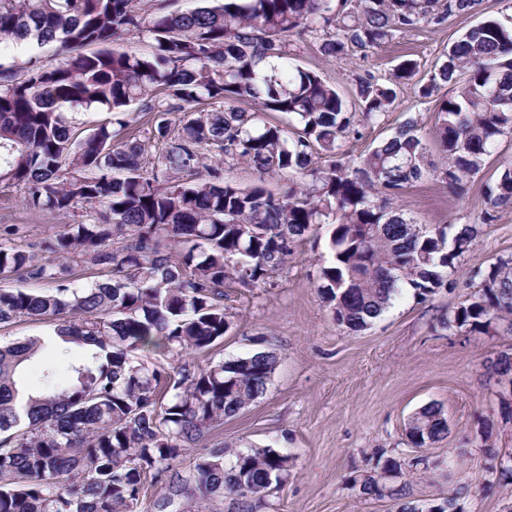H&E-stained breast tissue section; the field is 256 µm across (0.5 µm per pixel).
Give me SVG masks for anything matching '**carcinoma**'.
I'll list each match as a JSON object with an SVG mask.
<instances>
[{
	"instance_id": "cac0c4a2",
	"label": "carcinoma",
	"mask_w": 512,
	"mask_h": 512,
	"mask_svg": "<svg viewBox=\"0 0 512 512\" xmlns=\"http://www.w3.org/2000/svg\"><path fill=\"white\" fill-rule=\"evenodd\" d=\"M483 0H206L171 12L138 0H0V56L30 38L62 59L37 53L17 66L0 62V188L24 190L32 212L70 215L83 205L90 222L42 243L0 246V277L21 272L49 287L0 289V324L53 322L47 334L0 343V512H182L181 497H232L239 512L288 476V456L273 448L235 455L224 444L176 464L186 446L208 440L224 419L266 391L277 359L270 351L206 363L188 360L224 340L233 322L224 288H258L283 269L295 243L331 224L330 257L318 291L336 323L366 329L407 286L425 302L448 287L445 269L469 252L497 213L512 207V163L484 190L481 222L414 231L397 199L431 179L460 196L505 139H512V15L487 18L448 45L420 77L404 59L381 79L358 77L351 109L318 72L290 63L291 37H309L336 61L366 53L427 24L482 12ZM146 31L147 50L116 44ZM413 84L437 97L436 164L408 120L360 161L340 152L398 106ZM101 108L109 124L80 132L69 108ZM149 117L145 139L131 114ZM294 120L290 131L267 120ZM245 164L257 181L242 187L224 163ZM289 175L274 192L266 178ZM123 237L112 246L113 237ZM99 268L73 290L60 278L69 263ZM478 291L445 330H512V257L477 269ZM407 438L425 447L448 433L439 404L411 417ZM485 471L512 478V464L483 438ZM363 492L423 512L387 483L400 464ZM462 482L429 512H463Z\"/></svg>"
}]
</instances>
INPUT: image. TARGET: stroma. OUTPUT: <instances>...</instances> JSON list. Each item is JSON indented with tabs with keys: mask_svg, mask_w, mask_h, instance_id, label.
<instances>
[{
	"mask_svg": "<svg viewBox=\"0 0 512 512\" xmlns=\"http://www.w3.org/2000/svg\"><path fill=\"white\" fill-rule=\"evenodd\" d=\"M472 24L463 17L449 19L439 30L424 25L368 54L352 53L342 63L300 44L293 61L319 72L351 102L359 74L385 76L405 55L429 70L448 43ZM410 117L417 119L427 144H434L436 103L419 99L408 85L400 90L394 111L362 124L358 136L343 140L341 150L349 160H359ZM507 161L512 162L510 141L501 143L464 195L427 180L405 191L398 204L430 228L477 221L482 188ZM86 215L83 209L67 217L33 213L24 206L22 190L2 188L0 245L16 244L12 225L24 226L26 243L37 247L62 233L66 224L84 222ZM330 232L329 225H321L298 243L266 287L229 289L224 306L234 328L211 350V359L266 349L274 352L277 366L262 397L225 419L210 443H224L230 456L269 446L290 457L287 479L256 512H395L393 500L360 492L361 482L379 473L382 455L400 462L398 480L420 504L432 503L465 478L473 487L465 512H512V481L486 486L477 437L479 425L489 423L497 448L512 453V420L502 413L499 386L485 366L487 359L512 350V333L502 327L470 333L434 326L438 314L454 310L475 292L473 270L512 256V208L484 225L473 250L456 260L448 275L451 287L424 302L403 289L391 308L358 333L336 324L316 288ZM433 403L447 413L448 434L426 447H413L406 437L408 421Z\"/></svg>",
	"mask_w": 512,
	"mask_h": 512,
	"instance_id": "obj_1",
	"label": "stroma"
}]
</instances>
